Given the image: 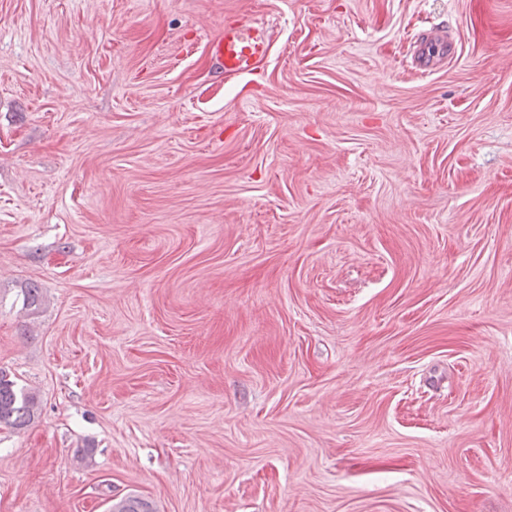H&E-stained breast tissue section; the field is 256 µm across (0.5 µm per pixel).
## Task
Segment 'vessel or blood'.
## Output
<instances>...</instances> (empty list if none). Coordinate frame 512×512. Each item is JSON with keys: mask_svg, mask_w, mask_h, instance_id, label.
<instances>
[{"mask_svg": "<svg viewBox=\"0 0 512 512\" xmlns=\"http://www.w3.org/2000/svg\"><path fill=\"white\" fill-rule=\"evenodd\" d=\"M210 49L225 73L231 75L252 73L257 61L269 52L263 31L245 19L225 26L223 35L212 41Z\"/></svg>", "mask_w": 512, "mask_h": 512, "instance_id": "obj_1", "label": "vessel or blood"}]
</instances>
